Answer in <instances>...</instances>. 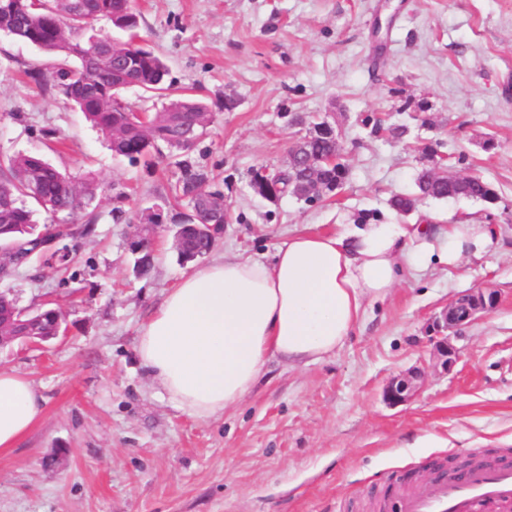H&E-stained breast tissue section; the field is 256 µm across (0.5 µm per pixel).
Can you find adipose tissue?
I'll use <instances>...</instances> for the list:
<instances>
[{"mask_svg":"<svg viewBox=\"0 0 512 512\" xmlns=\"http://www.w3.org/2000/svg\"><path fill=\"white\" fill-rule=\"evenodd\" d=\"M499 246L497 229L480 222H369L293 234L269 260L227 252L166 291L139 329L137 353L176 406L208 420L240 404L269 359L307 365L334 353L406 269L457 266ZM44 402L25 375L0 371V453L30 432Z\"/></svg>","mask_w":512,"mask_h":512,"instance_id":"adipose-tissue-1","label":"adipose tissue"}]
</instances>
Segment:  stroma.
I'll return each instance as SVG.
<instances>
[{"instance_id": "1", "label": "stroma", "mask_w": 512, "mask_h": 512, "mask_svg": "<svg viewBox=\"0 0 512 512\" xmlns=\"http://www.w3.org/2000/svg\"><path fill=\"white\" fill-rule=\"evenodd\" d=\"M140 45L162 57L177 88L195 89L213 121L189 154L224 188L228 222L211 251L273 255L289 235L340 231L365 218L392 224L489 219L498 252L460 267L406 273L367 306L335 353L304 366L269 360L254 391L200 421L177 408L141 367L138 330L165 292L192 271L166 228L154 270L136 278L130 227L114 207L179 212L171 152L130 165L82 112L28 81L53 60L0 33V160L38 154L98 195L76 258L59 272L32 257L0 291L19 307L57 308L66 331L45 346L0 347V370L31 379L46 403L29 434L0 454V512H366L401 475L436 460L512 453V0H132ZM235 106L224 110L225 98ZM426 111H418L419 102ZM291 112L324 116L341 135L348 181L336 196L272 203L249 188L252 169L284 168ZM386 129L372 133L369 119ZM407 132L396 138L391 127ZM432 144L449 170L477 175L496 203L419 199ZM128 195L115 200L116 192ZM493 288L498 307L465 327L450 372L435 368L429 325L456 295ZM425 379L404 405L383 392L396 375Z\"/></svg>"}]
</instances>
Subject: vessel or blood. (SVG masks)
I'll list each match as a JSON object with an SVG mask.
<instances>
[{"label": "vessel or blood", "instance_id": "1", "mask_svg": "<svg viewBox=\"0 0 512 512\" xmlns=\"http://www.w3.org/2000/svg\"><path fill=\"white\" fill-rule=\"evenodd\" d=\"M512 507V463L480 467L463 476L438 474L402 493L400 512H506Z\"/></svg>", "mask_w": 512, "mask_h": 512}]
</instances>
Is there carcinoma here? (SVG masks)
<instances>
[{"label":"carcinoma","mask_w":512,"mask_h":512,"mask_svg":"<svg viewBox=\"0 0 512 512\" xmlns=\"http://www.w3.org/2000/svg\"><path fill=\"white\" fill-rule=\"evenodd\" d=\"M11 4L15 5L14 11H0V32L38 47L57 61L48 75L40 69L28 70L26 75L78 107L106 135L110 150L130 164L160 152L161 144L178 152L191 149L200 130L211 122L208 104L172 88L168 67L158 55L130 44L138 27L131 0H11ZM98 18L130 33V39L116 42L101 36L88 26L89 21ZM129 88L167 102L161 110L143 117L121 99V93ZM297 153L329 183L337 185L348 179L349 170L336 138L312 135ZM176 166L179 176L173 187L174 199L187 208L172 220L179 225L182 254L205 255L215 242L196 225L227 223L224 207L214 200L224 191L202 167L187 160L176 162ZM249 187L254 195L272 201L262 169L251 171ZM417 187L421 193L434 189L436 198L458 192L451 184L432 187L425 172L418 175ZM98 189L94 177L75 182L39 156L17 154L7 158L0 163V239L32 251L39 234L34 207L52 216L73 215ZM462 195L482 201L496 197L478 176L470 179ZM153 267L151 248L132 256L135 276L147 278ZM14 307V298L1 291L0 325L6 327L13 322Z\"/></svg>","instance_id":"cac0c4a2"}]
</instances>
